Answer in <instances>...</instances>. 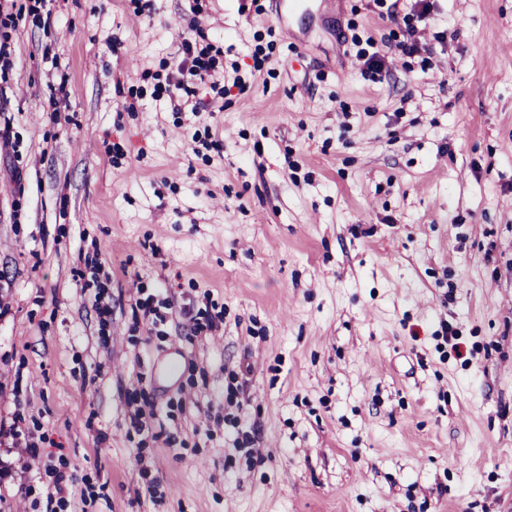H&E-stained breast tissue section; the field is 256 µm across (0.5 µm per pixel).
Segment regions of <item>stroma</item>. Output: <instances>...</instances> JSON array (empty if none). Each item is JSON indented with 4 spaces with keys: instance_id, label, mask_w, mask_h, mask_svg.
Here are the masks:
<instances>
[{
    "instance_id": "obj_1",
    "label": "stroma",
    "mask_w": 512,
    "mask_h": 512,
    "mask_svg": "<svg viewBox=\"0 0 512 512\" xmlns=\"http://www.w3.org/2000/svg\"><path fill=\"white\" fill-rule=\"evenodd\" d=\"M192 1L0 6V512H512V0ZM183 49L184 56L174 64V74L184 76L187 71L191 76L198 77L200 82H205L206 78L211 75V65L207 48L198 50L195 44L194 50L193 43L190 40H185Z\"/></svg>"
}]
</instances>
